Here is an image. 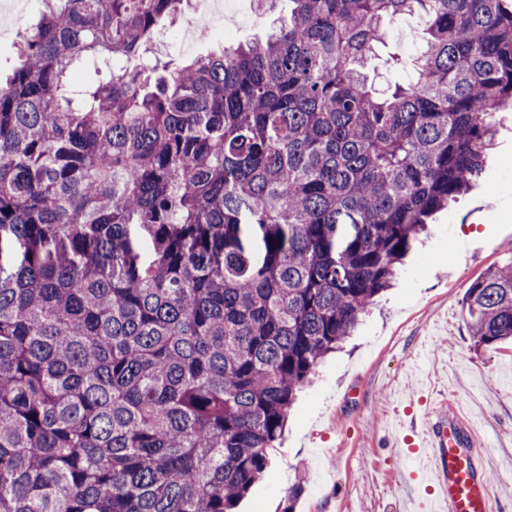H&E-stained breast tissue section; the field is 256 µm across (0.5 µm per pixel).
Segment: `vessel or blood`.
Instances as JSON below:
<instances>
[{
    "label": "vessel or blood",
    "instance_id": "b4317fda",
    "mask_svg": "<svg viewBox=\"0 0 512 512\" xmlns=\"http://www.w3.org/2000/svg\"><path fill=\"white\" fill-rule=\"evenodd\" d=\"M408 456L412 467L394 473L399 512H406L423 481L436 495L421 502L422 512H492V487L484 473L488 456L468 423L444 409L428 412Z\"/></svg>",
    "mask_w": 512,
    "mask_h": 512
}]
</instances>
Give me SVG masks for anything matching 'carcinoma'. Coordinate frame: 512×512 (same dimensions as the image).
Here are the masks:
<instances>
[{
    "mask_svg": "<svg viewBox=\"0 0 512 512\" xmlns=\"http://www.w3.org/2000/svg\"><path fill=\"white\" fill-rule=\"evenodd\" d=\"M184 2L43 0L0 81V512H232L512 102L504 0H288L151 61ZM404 15L416 75L379 95ZM462 306L512 341V260ZM278 17V13L267 14L258 20L248 19L238 22L229 27L226 31L219 25L212 28L210 38L206 42L201 39L195 41L189 46H183L177 40L170 38L169 32L164 36L158 37L155 44L148 54L151 58L158 57L162 60H175L176 63L184 62L196 58L197 56L207 54L213 49H217L224 42L239 43L249 41L257 36H261L272 25ZM422 30L415 18L406 16L390 26L389 39L384 47L377 50V55L369 64L370 81L375 87H384L387 83H404L409 72L403 71L395 59H407L416 52Z\"/></svg>",
    "mask_w": 512,
    "mask_h": 512,
    "instance_id": "1",
    "label": "carcinoma"
}]
</instances>
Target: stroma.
Here are the masks:
<instances>
[{"mask_svg": "<svg viewBox=\"0 0 512 512\" xmlns=\"http://www.w3.org/2000/svg\"><path fill=\"white\" fill-rule=\"evenodd\" d=\"M43 8L41 0H0V73L17 63V34ZM275 20L268 14L213 27L208 41L185 46L164 35L152 56L184 62L224 43L249 41ZM415 18L391 25L369 64L383 87L408 80L399 60L416 52ZM512 257V105L496 116L488 161L475 186L439 211L410 252L392 288L377 297L339 352L319 366L297 396L286 431L269 449V466L236 512H394L396 488L385 473L399 469L400 442L424 410H458L489 451L488 479L499 498L512 497V346L474 343L461 298L488 268Z\"/></svg>", "mask_w": 512, "mask_h": 512, "instance_id": "stroma-1", "label": "stroma"}]
</instances>
